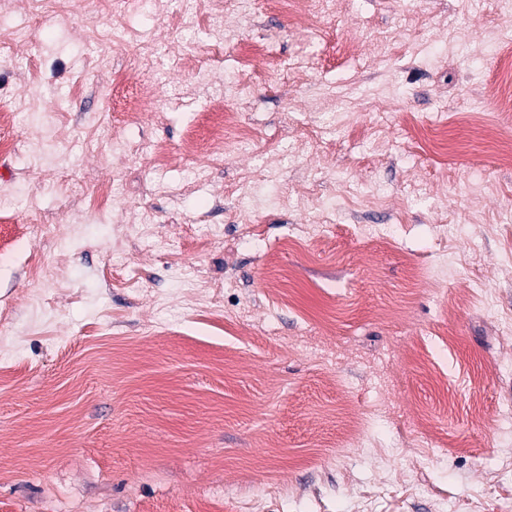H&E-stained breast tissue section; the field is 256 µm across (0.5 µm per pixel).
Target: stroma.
I'll return each instance as SVG.
<instances>
[{"mask_svg": "<svg viewBox=\"0 0 512 512\" xmlns=\"http://www.w3.org/2000/svg\"><path fill=\"white\" fill-rule=\"evenodd\" d=\"M122 28L165 77L115 80ZM1 30L0 512H512V0H224L212 85L177 66L209 24L172 45L142 0H0ZM218 91L251 133L220 161ZM188 134L193 169L154 163Z\"/></svg>", "mask_w": 512, "mask_h": 512, "instance_id": "stroma-1", "label": "stroma"}]
</instances>
